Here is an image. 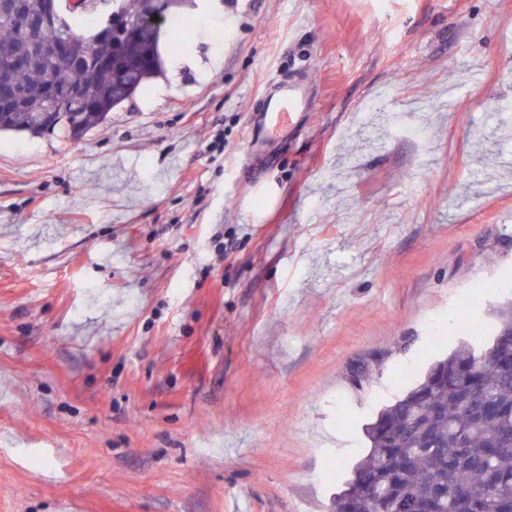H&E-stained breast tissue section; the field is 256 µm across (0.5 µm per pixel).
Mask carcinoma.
Returning <instances> with one entry per match:
<instances>
[{
  "label": "carcinoma",
  "instance_id": "obj_1",
  "mask_svg": "<svg viewBox=\"0 0 512 512\" xmlns=\"http://www.w3.org/2000/svg\"><path fill=\"white\" fill-rule=\"evenodd\" d=\"M0 0V131L75 139L108 120L112 110L162 73L160 33L136 27L112 63V39L91 38L103 12L77 0L54 38L76 56L105 64L56 65L27 48L45 23L47 0H22L24 20L7 17ZM138 23L162 6L165 19L189 0H105ZM431 365L401 399L365 427L370 448L332 502V512H512V297L490 328Z\"/></svg>",
  "mask_w": 512,
  "mask_h": 512
}]
</instances>
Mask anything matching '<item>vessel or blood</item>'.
<instances>
[{
  "label": "vessel or blood",
  "mask_w": 512,
  "mask_h": 512,
  "mask_svg": "<svg viewBox=\"0 0 512 512\" xmlns=\"http://www.w3.org/2000/svg\"><path fill=\"white\" fill-rule=\"evenodd\" d=\"M311 109L312 101L307 77H287L279 80L264 95L259 111L247 127L245 138L247 153L266 159L272 158L270 132L282 129L288 122L289 113L308 112Z\"/></svg>",
  "instance_id": "b4317fda"
}]
</instances>
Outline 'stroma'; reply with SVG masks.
I'll list each match as a JSON object with an SVG mask.
<instances>
[{
    "instance_id": "obj_1",
    "label": "stroma",
    "mask_w": 512,
    "mask_h": 512,
    "mask_svg": "<svg viewBox=\"0 0 512 512\" xmlns=\"http://www.w3.org/2000/svg\"><path fill=\"white\" fill-rule=\"evenodd\" d=\"M191 15L110 121L0 132V512H330L512 289V0ZM299 73L312 112L237 172ZM312 101L306 76L283 78L268 91L259 111L247 126L245 149L247 153L266 158L273 163V149L269 133L282 129L290 112H310Z\"/></svg>"
}]
</instances>
